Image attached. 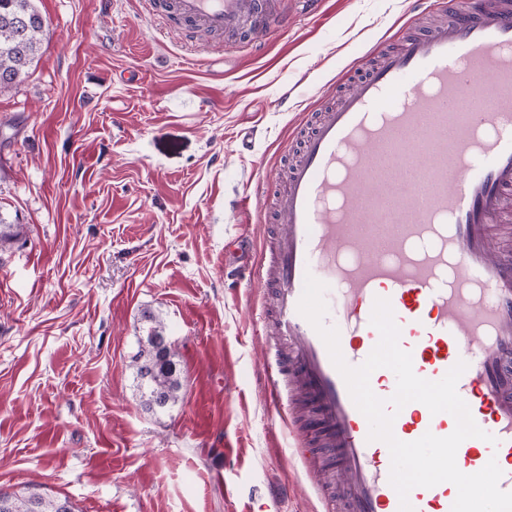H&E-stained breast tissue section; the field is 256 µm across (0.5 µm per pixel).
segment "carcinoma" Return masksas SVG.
<instances>
[{
  "mask_svg": "<svg viewBox=\"0 0 512 512\" xmlns=\"http://www.w3.org/2000/svg\"><path fill=\"white\" fill-rule=\"evenodd\" d=\"M49 22L34 0H0V94L23 82L38 60ZM19 237L18 225L0 214V253L13 247ZM143 335L131 357L135 391L141 407L152 414H163L181 400L182 383L178 354L174 345L160 351L151 337L166 335V325L152 310L142 313ZM38 485L13 492L0 491V512H61V501Z\"/></svg>",
  "mask_w": 512,
  "mask_h": 512,
  "instance_id": "1",
  "label": "carcinoma"
}]
</instances>
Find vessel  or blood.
Instances as JSON below:
<instances>
[{
  "label": "vessel or blood",
  "mask_w": 512,
  "mask_h": 512,
  "mask_svg": "<svg viewBox=\"0 0 512 512\" xmlns=\"http://www.w3.org/2000/svg\"><path fill=\"white\" fill-rule=\"evenodd\" d=\"M146 5L160 22L170 9L187 28L248 29L252 45L288 23L279 0ZM427 9L441 23H416L395 47L375 42L362 75L337 80L331 107L299 132L285 170L268 176L275 209L259 212L268 235L258 259L238 266L262 294L263 334L276 340L261 363L268 409L287 425L313 486L345 512H400V500L388 446L369 440L367 419L298 311L309 275L337 303L324 324L337 328L350 366L379 341L370 323L379 298L417 376L437 381L466 363L457 392L492 439L464 440L456 464L473 474L496 460L499 487L512 492V251L491 246L512 194V0H429ZM286 384L308 403L309 425L298 400H283ZM370 385L390 398L396 376L376 369ZM455 425L411 402L393 433L412 442ZM456 498L449 482L409 493L414 512H452Z\"/></svg>",
  "instance_id": "1"
}]
</instances>
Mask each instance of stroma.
Masks as SVG:
<instances>
[{
  "instance_id": "35a3bbf8",
  "label": "stroma",
  "mask_w": 512,
  "mask_h": 512,
  "mask_svg": "<svg viewBox=\"0 0 512 512\" xmlns=\"http://www.w3.org/2000/svg\"><path fill=\"white\" fill-rule=\"evenodd\" d=\"M50 22L30 76L0 95V489L79 512H324L264 404L260 294L224 264L261 246L254 211L288 131L417 0H284L255 47L181 35L140 0H35ZM253 131L251 150L238 133ZM174 343L182 400L142 410L141 313Z\"/></svg>"
}]
</instances>
